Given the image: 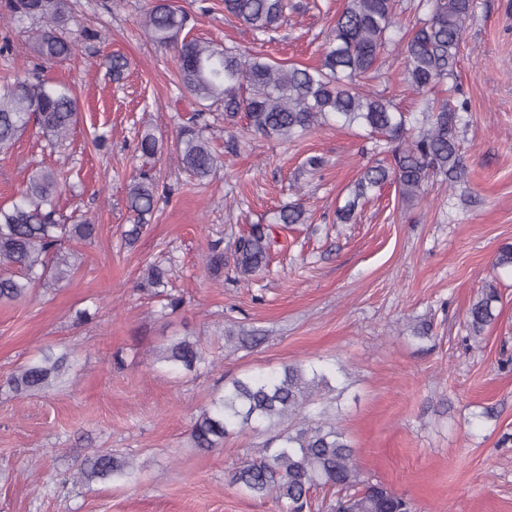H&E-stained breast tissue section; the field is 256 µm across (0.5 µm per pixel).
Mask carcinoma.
I'll return each instance as SVG.
<instances>
[{
	"mask_svg": "<svg viewBox=\"0 0 512 512\" xmlns=\"http://www.w3.org/2000/svg\"><path fill=\"white\" fill-rule=\"evenodd\" d=\"M223 3L224 12L256 38L275 30L289 8V0ZM4 8L13 21L45 23L34 45L43 60L74 55L77 41L59 34L69 19V0H5ZM474 8V0H343L322 63L314 68L195 38L185 33L191 16L172 0H153L137 25L152 41L174 49L178 84L194 102L222 105L226 120L245 113L247 127L268 140L292 142L334 118L369 131L374 137L370 152L386 156V161L364 167L350 187L336 211V221L347 224L359 204L388 183L401 200L411 202L431 179L440 176L450 187L464 179L459 112L465 106L455 103L456 77L463 33ZM391 46L403 56L405 79L415 92L447 81L448 97L415 114L400 110L380 93L363 90L362 80ZM79 113L78 97L66 86L26 76L0 84V156L11 154L31 125L55 148L69 138ZM210 117L209 112H196L177 133L176 160L199 181L223 164L206 136ZM159 148L151 132L137 140L136 151L144 156L155 155ZM61 187L60 170L41 168L11 203L0 204L1 304L28 299L42 283L68 280L73 267L61 258L62 249L68 242L94 238L96 225L67 224L57 213L53 200ZM158 199L151 176L141 171L130 178L127 205L135 222L123 231L126 246L137 243ZM305 214L294 201L279 210L277 223L303 224ZM274 243L269 224H253L238 236L232 251L235 279L248 282L264 271ZM205 266L214 277L224 272L222 241L210 243ZM170 272L164 263L151 262L142 270L138 287L176 311L182 300L167 291ZM498 302L497 286L489 281L466 313L472 336L484 335L493 324ZM157 361L182 373L206 364L199 344L188 336L171 337L159 349ZM74 363L67 350L44 352L1 381L0 390L15 396L47 393L67 381ZM328 388L324 370L303 362L235 378L195 419L193 446L211 451L223 447L235 432H268L259 456L241 461L229 483L254 499L272 500L279 512H311V495L319 488L339 493L334 512H414L409 499L365 478L345 432L314 415L317 394ZM78 479L136 484L139 470L122 453L97 451L83 460Z\"/></svg>",
	"mask_w": 512,
	"mask_h": 512,
	"instance_id": "carcinoma-1",
	"label": "carcinoma"
}]
</instances>
